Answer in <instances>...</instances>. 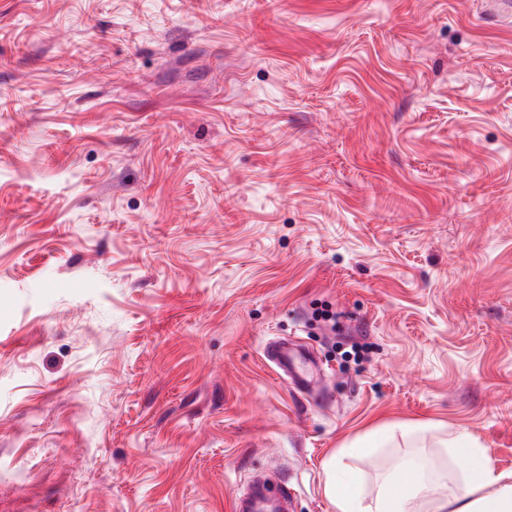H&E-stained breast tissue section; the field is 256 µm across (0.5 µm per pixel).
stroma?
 <instances>
[{"mask_svg":"<svg viewBox=\"0 0 512 512\" xmlns=\"http://www.w3.org/2000/svg\"><path fill=\"white\" fill-rule=\"evenodd\" d=\"M490 0H0V512H334L512 473V19ZM312 349L292 390L264 356ZM419 425L414 439L401 427ZM388 437L378 430L325 463L323 492L335 512H409V502L398 490L405 481L418 502L426 505V512L512 511V475L498 472L489 448H484L467 431H459L444 446L449 457L463 460L467 467V472L451 487L446 471L424 475L406 459L393 474L381 480L374 492L367 493L344 458L378 448Z\"/></svg>","mask_w":512,"mask_h":512,"instance_id":"1","label":"stroma"}]
</instances>
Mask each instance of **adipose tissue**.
<instances>
[{
    "mask_svg": "<svg viewBox=\"0 0 512 512\" xmlns=\"http://www.w3.org/2000/svg\"><path fill=\"white\" fill-rule=\"evenodd\" d=\"M387 438L386 432L376 431L325 463L323 492L335 512H409L399 491L404 482L425 504L426 512H512V475L497 471L489 449L466 431L458 432L447 444L449 457L463 460L467 467L456 481H449L444 471L422 474L406 461L383 478L374 492L365 491L345 460L380 447Z\"/></svg>",
    "mask_w": 512,
    "mask_h": 512,
    "instance_id": "1",
    "label": "adipose tissue"
}]
</instances>
